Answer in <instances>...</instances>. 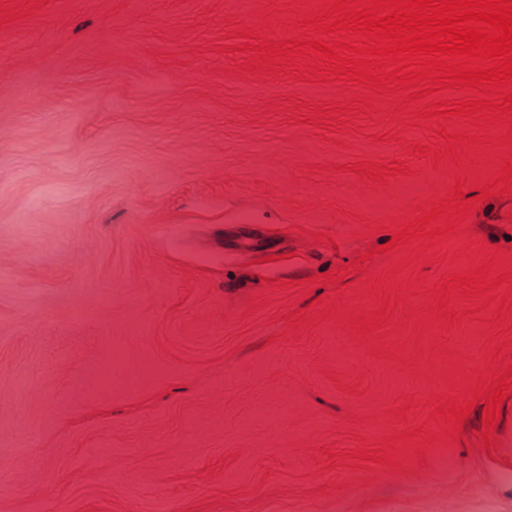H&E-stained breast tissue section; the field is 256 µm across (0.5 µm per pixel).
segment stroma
<instances>
[{"label":"stroma","mask_w":512,"mask_h":512,"mask_svg":"<svg viewBox=\"0 0 512 512\" xmlns=\"http://www.w3.org/2000/svg\"><path fill=\"white\" fill-rule=\"evenodd\" d=\"M294 3L0 0V512H512V395L488 439L484 400L434 416L507 363L512 196L385 250L467 173L412 152L406 91L253 68L333 44ZM475 265L495 289L434 320Z\"/></svg>","instance_id":"35a3bbf8"}]
</instances>
